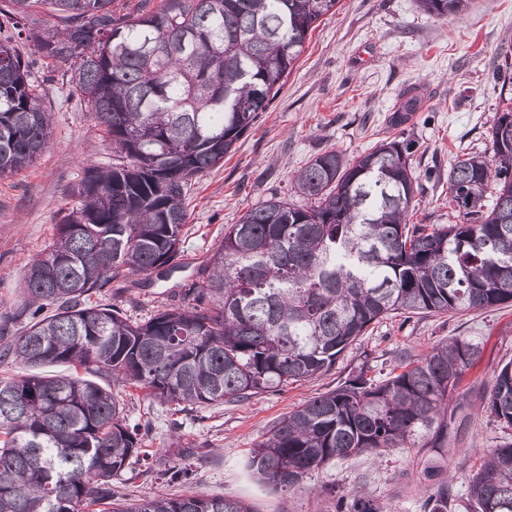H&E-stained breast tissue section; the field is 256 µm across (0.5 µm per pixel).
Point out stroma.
Returning a JSON list of instances; mask_svg holds the SVG:
<instances>
[{
    "mask_svg": "<svg viewBox=\"0 0 512 512\" xmlns=\"http://www.w3.org/2000/svg\"><path fill=\"white\" fill-rule=\"evenodd\" d=\"M41 82L52 140L31 167L0 177V316L10 335L28 325L20 284L63 216L76 205L72 191L87 165L112 164L104 130L59 73L38 57L32 39L17 42ZM512 63V0H468L455 20L424 14L416 0H339L307 38L305 50L253 128L187 195L182 266L167 276L134 277L113 295L132 319L178 303L182 286L220 244L226 225L271 195L292 196L293 173L316 154L334 149L357 158L382 141L414 142L413 168L420 184L417 224L448 221V169L464 153H491V128L512 98V83L495 71ZM415 111L399 117L407 92ZM463 337L480 349L476 365L454 394L448 445L433 447L431 435L380 456L338 460L313 471L301 487L271 490L247 467L251 448L273 424L308 400L336 388L349 375L368 370L382 380L398 365L419 360L439 341ZM512 360V303L454 315L397 316L380 321L349 348L335 367L312 380L263 393L236 404L171 416L132 388H118L130 421H145L142 446L154 453L149 476L128 467L112 481L116 496L131 499L200 493L242 499L254 512H336V498L361 488L389 512H423L430 486L423 475L440 461L455 479V492L484 452L512 440V428L490 417L485 394L501 367ZM197 455L190 481L172 483L163 472Z\"/></svg>",
    "mask_w": 512,
    "mask_h": 512,
    "instance_id": "stroma-1",
    "label": "stroma"
}]
</instances>
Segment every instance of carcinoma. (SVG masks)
<instances>
[{
    "label": "carcinoma",
    "mask_w": 512,
    "mask_h": 512,
    "mask_svg": "<svg viewBox=\"0 0 512 512\" xmlns=\"http://www.w3.org/2000/svg\"><path fill=\"white\" fill-rule=\"evenodd\" d=\"M339 0H6L0 37V177L35 163L51 140L40 85L13 45L31 12L58 24L35 36L48 68L103 127L117 162L90 166L78 203L26 269L30 325L0 345L33 372L0 380V512H253L242 500L190 494L127 501L112 478L146 461L143 425L69 365L132 387L173 415L312 379L370 326L398 313L457 314L512 303V110L491 129L492 156L448 169L456 221L413 224L412 143L384 141L350 162L327 149L292 177L303 204L274 194L224 230L182 304L141 322L93 297L130 274L180 265L186 194L224 163L293 71L308 34ZM468 0H417L425 14L461 15ZM479 356L455 337L399 374L364 370L276 422L251 449L262 483L298 487L338 459L381 455L427 432L448 435V394ZM490 416L512 427V361L495 377ZM433 482L424 512H512V442L491 449L461 496ZM336 512H385L362 490Z\"/></svg>",
    "instance_id": "1"
}]
</instances>
